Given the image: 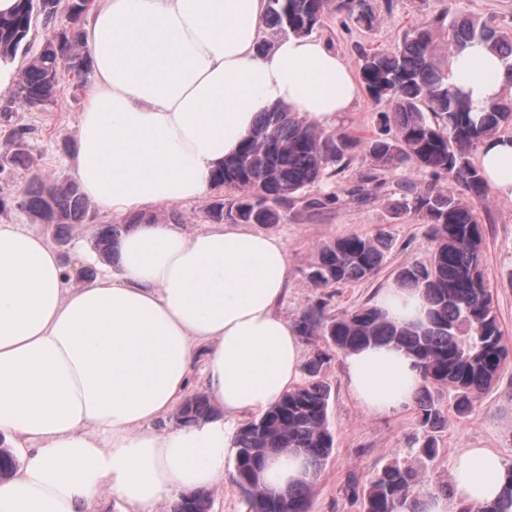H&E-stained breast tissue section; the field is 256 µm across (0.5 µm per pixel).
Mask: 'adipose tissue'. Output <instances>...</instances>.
I'll return each instance as SVG.
<instances>
[{
    "label": "adipose tissue",
    "instance_id": "obj_1",
    "mask_svg": "<svg viewBox=\"0 0 512 512\" xmlns=\"http://www.w3.org/2000/svg\"><path fill=\"white\" fill-rule=\"evenodd\" d=\"M266 5L94 0L82 21L94 80L74 175L100 211L123 217L202 198L212 170L275 104L324 131L351 110L358 84L325 41L288 36L257 54ZM511 78L480 44L449 61V82L477 104ZM479 161L512 198V140L488 141ZM113 264L70 286L41 234L0 224V439L25 458L0 479V512H94L106 492L125 512H156L222 482L227 419L262 414L300 381L302 340L276 310L289 267L274 234L145 221L122 236ZM376 305L401 323L426 315L410 288H386ZM344 361L355 399L376 414L410 403L422 383L414 359L391 345ZM197 379L219 417L154 432ZM505 475L488 448L467 449L452 472L473 506L496 500Z\"/></svg>",
    "mask_w": 512,
    "mask_h": 512
}]
</instances>
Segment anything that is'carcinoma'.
Listing matches in <instances>:
<instances>
[{
  "mask_svg": "<svg viewBox=\"0 0 512 512\" xmlns=\"http://www.w3.org/2000/svg\"><path fill=\"white\" fill-rule=\"evenodd\" d=\"M87 3L18 0L13 14L0 16L1 60H14L21 49L29 52L27 36L37 24L49 35L16 83L15 94L25 103L42 106L52 101L65 63L78 77L87 78L86 58L75 53L80 30L57 29L61 14L75 21ZM334 9L365 29H372L377 21L373 0H336L334 4L331 0H267V36L260 50L288 35H310ZM445 19L440 15L431 24L411 28L391 50L361 51L360 79L366 92L375 102L388 104L387 110L379 112L376 136L363 143L346 133H325L277 106L262 114L256 131L212 175L214 188L237 191L236 201L227 208L222 203L209 208L217 222L276 224L280 209L295 205L308 187L334 176L336 166L361 144L377 167L411 163L461 188L462 193L456 194L436 182L410 187L396 205L400 213L421 217L434 241L428 263L404 266L396 278L399 287L421 291L429 306L426 323L390 321L367 304L336 317L325 315L320 306L310 307L298 323L300 335H322L344 354L372 344H392L416 358L423 376L416 408L424 428L421 452L426 457L439 451L435 433L446 424L430 389L454 391L453 411L463 418L473 410L476 398L497 381L509 354L483 260L478 209L490 185L474 156L486 139L512 126V83L502 88L499 97L476 105L448 82V58L480 42L497 52L512 74V31L503 30L491 18H455L448 24L446 55L439 60L433 25H442ZM6 132L12 149L0 154V175L9 177L29 169L31 154L24 131L8 128ZM19 206L34 222L58 231L84 223L90 209L76 181L38 177L26 184ZM127 228L126 224L100 225L95 249L112 257ZM387 249L381 233L338 238L321 247L309 278L323 288L367 280L381 268ZM329 361L327 352L313 355L304 384L238 428L231 481L248 512H309L317 477L334 449L328 421L330 388L321 379L322 367ZM215 414L209 398L198 393L185 400L177 419L190 424ZM286 452L305 457V477L282 493H268L263 481L266 461ZM421 494L416 472L391 461L364 488L363 512H421ZM169 512H210V495L205 490L183 494L170 504ZM460 512H512V467L499 501L476 509L466 506Z\"/></svg>",
  "mask_w": 512,
  "mask_h": 512,
  "instance_id": "obj_1",
  "label": "carcinoma"
}]
</instances>
